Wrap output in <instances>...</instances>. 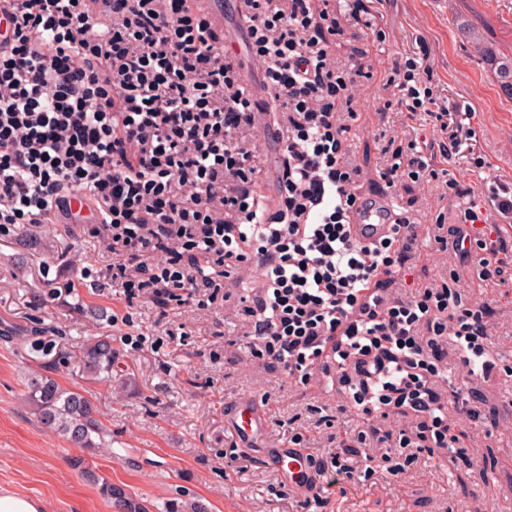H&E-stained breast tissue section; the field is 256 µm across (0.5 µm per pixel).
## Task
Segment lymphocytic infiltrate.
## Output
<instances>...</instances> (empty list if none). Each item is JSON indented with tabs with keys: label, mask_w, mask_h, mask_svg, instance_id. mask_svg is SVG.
<instances>
[{
	"label": "lymphocytic infiltrate",
	"mask_w": 512,
	"mask_h": 512,
	"mask_svg": "<svg viewBox=\"0 0 512 512\" xmlns=\"http://www.w3.org/2000/svg\"><path fill=\"white\" fill-rule=\"evenodd\" d=\"M249 51L266 60L269 127L282 148L265 198L261 155L245 135L259 114L201 8L190 0H0V226L101 224L100 278L126 298L165 294L176 307L217 304L236 267L261 280L243 313L253 348L307 379L351 390L366 417L390 404L420 414L437 447L448 411L475 419L461 388L440 396L449 356L489 377L490 305L460 290L389 292L418 225L397 218L372 242L353 234L351 69L332 64L317 0H246ZM395 78L407 110L434 104L417 62ZM80 210H73V202ZM477 268L511 244L468 206L443 239Z\"/></svg>",
	"instance_id": "f902f5d3"
}]
</instances>
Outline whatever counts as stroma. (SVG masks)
<instances>
[{
	"mask_svg": "<svg viewBox=\"0 0 512 512\" xmlns=\"http://www.w3.org/2000/svg\"><path fill=\"white\" fill-rule=\"evenodd\" d=\"M341 28L330 36L331 60L361 59L353 77L352 157L357 194L390 193L398 212L419 224L408 280L425 287L460 269L464 294L491 303V342L499 369L473 379L485 403L480 419L454 425L447 448L415 457L390 453L366 464L365 425L340 413L344 398L319 376L307 381L257 357L244 336L242 297L259 277L238 270L225 283L229 301L204 308L126 299L94 271L108 239L97 224L0 232V485L42 498L49 512H118L102 484L120 487L145 512H512V284L473 283L457 258L440 250L437 225L458 223L461 205L448 177L471 186L477 202L490 187H512V98L466 43L474 25L498 54L512 58V0H370L363 21L349 0H327ZM419 58L437 104L475 132L459 153L433 150L429 117L390 108L399 91L394 61ZM432 158L433 177H403L387 188V159L409 144ZM483 159L472 169L471 155ZM74 289H67V282ZM112 340L111 381L87 376L81 349ZM41 373L86 396L111 437L93 458L96 481L78 465L82 449L41 425L23 401L29 374ZM259 401L268 426L249 449L226 423L244 397ZM299 447L310 469L330 454L353 475L328 485L288 483L263 454Z\"/></svg>",
	"mask_w": 512,
	"mask_h": 512,
	"instance_id": "35a3bbf8",
	"label": "stroma"
}]
</instances>
